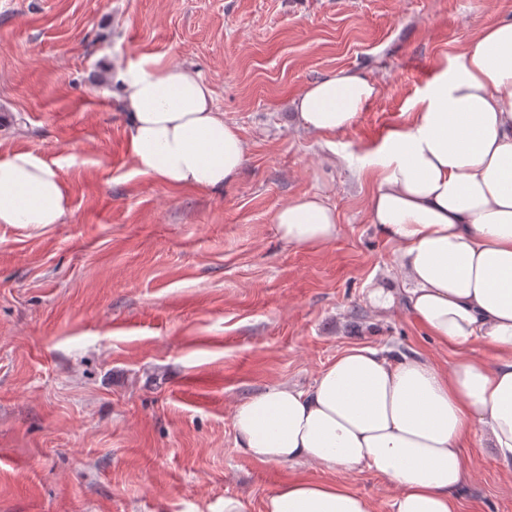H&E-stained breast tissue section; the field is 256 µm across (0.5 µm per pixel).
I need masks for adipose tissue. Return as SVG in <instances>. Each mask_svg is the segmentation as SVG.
<instances>
[{"instance_id":"ef3b65f1","label":"adipose tissue","mask_w":512,"mask_h":512,"mask_svg":"<svg viewBox=\"0 0 512 512\" xmlns=\"http://www.w3.org/2000/svg\"><path fill=\"white\" fill-rule=\"evenodd\" d=\"M138 173L171 187L216 189L239 175L246 144L217 112L194 70L153 55L117 68ZM377 83L339 71L293 99L299 128L352 127ZM373 181L368 221L397 245L402 306L459 357L441 369L418 354L352 346L311 388L285 383L234 409L236 443L262 463L374 471L397 490L392 512H457L468 474L463 446L478 435L512 464V16L481 25L442 60L412 106L364 158ZM70 191L55 165L0 153V224L60 223ZM289 246L333 241L337 217L317 194L274 215ZM477 342L492 360L468 356ZM264 512H373L342 483H282Z\"/></svg>"}]
</instances>
